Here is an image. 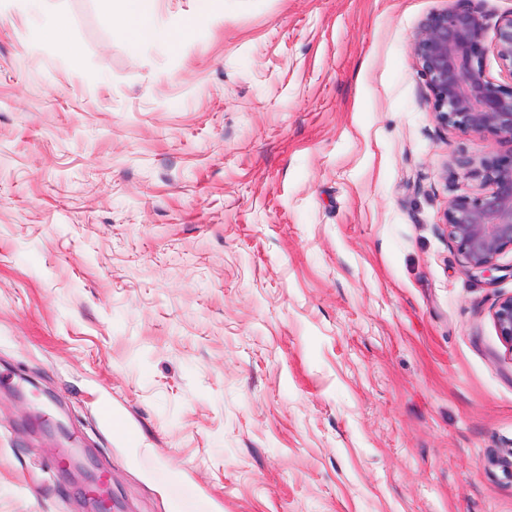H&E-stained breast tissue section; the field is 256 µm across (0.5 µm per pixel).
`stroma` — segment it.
<instances>
[{
	"instance_id": "35a3bbf8",
	"label": "stroma",
	"mask_w": 512,
	"mask_h": 512,
	"mask_svg": "<svg viewBox=\"0 0 512 512\" xmlns=\"http://www.w3.org/2000/svg\"><path fill=\"white\" fill-rule=\"evenodd\" d=\"M47 4L80 68L0 0V512H87L83 468L114 512H512V250L470 276L442 222L512 143L411 52L460 0H235L176 49ZM492 317L499 336L512 352V296L497 303Z\"/></svg>"
}]
</instances>
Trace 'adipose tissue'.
<instances>
[{
	"label": "adipose tissue",
	"mask_w": 512,
	"mask_h": 512,
	"mask_svg": "<svg viewBox=\"0 0 512 512\" xmlns=\"http://www.w3.org/2000/svg\"><path fill=\"white\" fill-rule=\"evenodd\" d=\"M194 13L168 25L157 22L159 0H112V23L120 28L132 46L161 41L177 48L204 25L222 20L220 0H196Z\"/></svg>",
	"instance_id": "1"
}]
</instances>
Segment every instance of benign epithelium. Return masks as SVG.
<instances>
[{
	"instance_id": "obj_1",
	"label": "benign epithelium",
	"mask_w": 512,
	"mask_h": 512,
	"mask_svg": "<svg viewBox=\"0 0 512 512\" xmlns=\"http://www.w3.org/2000/svg\"><path fill=\"white\" fill-rule=\"evenodd\" d=\"M485 26L482 12L465 0L421 22L412 54L440 125L512 141V86L495 83L482 69ZM493 53L512 74V15L498 23ZM458 166L483 189L448 201L443 214L448 238L468 271L491 277L499 270L498 257L512 249V153H489L478 161L462 158ZM492 317L512 352V296L497 303Z\"/></svg>"
}]
</instances>
